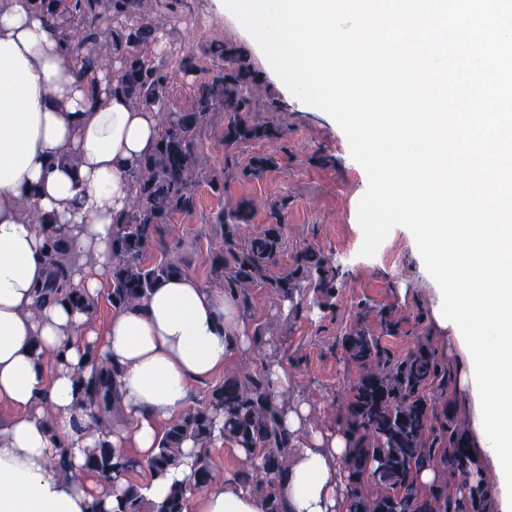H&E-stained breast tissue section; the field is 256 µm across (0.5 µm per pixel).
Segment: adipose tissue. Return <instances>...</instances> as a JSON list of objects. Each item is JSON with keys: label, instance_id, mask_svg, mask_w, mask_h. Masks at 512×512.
Wrapping results in <instances>:
<instances>
[{"label": "adipose tissue", "instance_id": "ef3b65f1", "mask_svg": "<svg viewBox=\"0 0 512 512\" xmlns=\"http://www.w3.org/2000/svg\"><path fill=\"white\" fill-rule=\"evenodd\" d=\"M158 131L157 107L90 93L28 0H0V402L15 411L0 426V512H116L127 482H103L85 467L84 450L99 435L75 429L74 368L119 367L120 418L109 439L146 460L157 451L162 423L183 412L191 383L256 347L236 300L189 275L160 281L140 307L113 310L100 332L90 312L63 304L27 315L46 264L44 237L24 201L36 198L65 225L72 250L92 254L73 282L97 303L112 277V223L128 206V172ZM73 156L78 166L70 165ZM41 400L52 407L51 423L36 408ZM308 415L298 403L281 416L301 437L282 486L288 512H346L349 438L311 426ZM59 439L71 448L79 480H63L51 467ZM196 454L185 442L179 464L149 474L140 495L158 506L179 484L189 512H265L263 499L232 474L197 490L190 479Z\"/></svg>", "mask_w": 512, "mask_h": 512}]
</instances>
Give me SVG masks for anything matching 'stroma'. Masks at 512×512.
Wrapping results in <instances>:
<instances>
[{
  "label": "stroma",
  "mask_w": 512,
  "mask_h": 512,
  "mask_svg": "<svg viewBox=\"0 0 512 512\" xmlns=\"http://www.w3.org/2000/svg\"><path fill=\"white\" fill-rule=\"evenodd\" d=\"M159 15L168 17L164 56L180 61L197 59V69L178 70L171 85L173 98L187 103L196 84L220 66L213 55L218 46L237 48L247 59L261 99L253 117L280 125L276 142H253L237 149V171L221 191L203 185L197 189V210L164 225L162 239L180 246L191 261L190 276L212 287L210 257L223 249L224 239L213 214L238 200H250L253 217L250 232L272 223L280 210L283 243L273 274L293 270L306 250L321 252L336 270L329 299L307 297L301 309H284L281 299L266 288H255L249 309L242 316L250 328L274 323L273 335L264 337L249 362L254 369L270 363L287 366L294 385L291 400H306L312 426L332 429L340 425V404L356 376L336 347L350 325L377 328L381 315L399 321L400 330L382 338L394 358L404 357L419 343L427 342L451 368L456 382L454 397L461 414L470 410V396L461 378L465 353L451 331L437 326L433 307L437 284L415 252L410 231L394 228L374 257L360 256L363 233L358 223V204L367 187V175L351 157L348 141L325 112L298 107L280 78L270 71L264 56L236 25L221 14L214 0H161ZM270 155L275 164L259 176H243L252 157Z\"/></svg>",
  "instance_id": "stroma-1"
}]
</instances>
